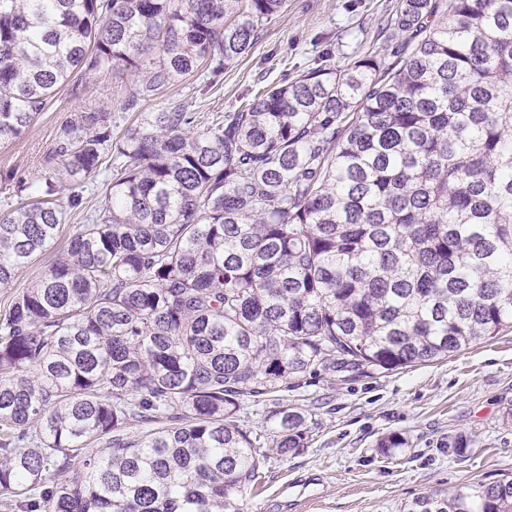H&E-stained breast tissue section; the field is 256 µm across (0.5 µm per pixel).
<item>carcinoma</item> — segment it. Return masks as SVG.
<instances>
[{"label":"carcinoma","instance_id":"cac0c4a2","mask_svg":"<svg viewBox=\"0 0 512 512\" xmlns=\"http://www.w3.org/2000/svg\"><path fill=\"white\" fill-rule=\"evenodd\" d=\"M285 5L0 0V142L73 76L131 71L125 110L218 77ZM378 31L416 44L343 70L327 52L206 124L75 112L35 172H0V285L53 244L64 184L112 173L0 314V492L19 512H245L267 433L239 426L244 404L512 329V0H398ZM312 416L275 413L279 454L308 447ZM406 512H512V475Z\"/></svg>","mask_w":512,"mask_h":512}]
</instances>
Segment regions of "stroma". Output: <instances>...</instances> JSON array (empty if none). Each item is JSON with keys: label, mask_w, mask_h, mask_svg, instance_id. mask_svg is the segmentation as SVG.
I'll use <instances>...</instances> for the list:
<instances>
[{"label": "stroma", "mask_w": 512, "mask_h": 512, "mask_svg": "<svg viewBox=\"0 0 512 512\" xmlns=\"http://www.w3.org/2000/svg\"><path fill=\"white\" fill-rule=\"evenodd\" d=\"M397 0H288L250 51L225 69L213 87L194 76L165 89L148 103L151 111L187 106L203 120L235 109L243 95L266 83L291 82L312 67L323 50L343 68L367 51L383 13ZM131 72L87 76L81 96L71 99L61 88L46 112L27 133L0 146V170L26 174L48 153L57 128L75 110L111 111L119 127L131 125L134 112L122 109ZM96 201L83 191V206L68 212L56 242L34 257L11 283L0 285V313L13 297L37 281L66 254L85 210ZM297 405L315 412L309 446L283 456L274 442L265 478L247 496V512H402L424 492L452 491L475 476L512 471V333L475 344L447 360L381 372L355 381L314 379L284 400H271L267 411ZM408 445L383 456L378 442L391 434ZM465 434L475 451L457 461L448 451L450 437Z\"/></svg>", "instance_id": "obj_1"}]
</instances>
